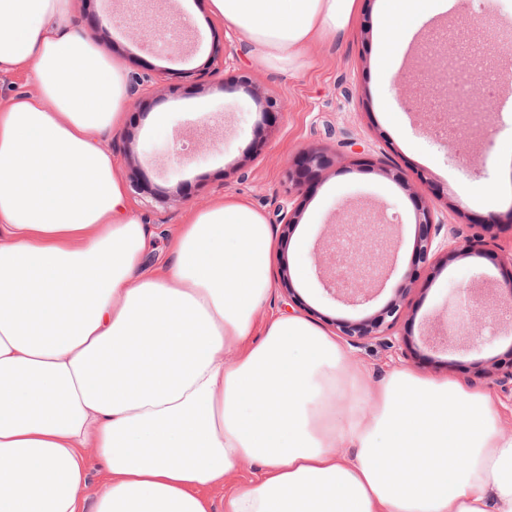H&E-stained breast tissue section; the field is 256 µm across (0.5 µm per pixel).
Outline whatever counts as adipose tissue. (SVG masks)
I'll list each match as a JSON object with an SVG mask.
<instances>
[{
    "label": "adipose tissue",
    "mask_w": 512,
    "mask_h": 512,
    "mask_svg": "<svg viewBox=\"0 0 512 512\" xmlns=\"http://www.w3.org/2000/svg\"><path fill=\"white\" fill-rule=\"evenodd\" d=\"M455 0H380L377 64ZM359 0H209L259 61L342 38ZM72 0H0V512H512L492 395L401 367L379 382L309 320L259 324L275 235L250 201L188 210L150 268L108 135L124 67ZM108 479L85 496L86 455ZM259 465H254L245 471L231 474L224 478V486L207 487L202 490V494L208 498L212 512H224V493L231 490L235 485L242 481L250 473L257 472Z\"/></svg>",
    "instance_id": "adipose-tissue-1"
}]
</instances>
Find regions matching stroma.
Masks as SVG:
<instances>
[{
  "instance_id": "stroma-1",
  "label": "stroma",
  "mask_w": 512,
  "mask_h": 512,
  "mask_svg": "<svg viewBox=\"0 0 512 512\" xmlns=\"http://www.w3.org/2000/svg\"><path fill=\"white\" fill-rule=\"evenodd\" d=\"M207 2L143 0V11L182 17L190 29L182 48L160 53L113 24V16L125 13L127 0H78L77 26L124 65L129 81L146 80L129 100L125 124L112 133L108 146L149 230L147 266L168 260V235L184 213L204 208L216 196L249 199L274 227L280 205L294 201L299 222L278 242L272 260L277 281L264 313L298 314L330 332L336 320L374 314L393 298L414 261L417 203L428 201L437 219L461 230L467 254L440 256L435 271L422 275L402 301L392 332L408 337L406 355L374 339L349 347L348 354L368 368L372 382L403 366L485 389L504 430L512 433V385L482 372L484 363L512 347V338L489 328L480 349L456 345L439 351L423 340L425 327L462 318L468 294L497 289L506 278L492 255L512 249V223L490 224L487 231L482 225L512 207V174L486 162L494 147L489 130L500 125L499 107L507 96L497 94L480 122L459 132L461 145L453 151L421 117L428 92L447 71L435 37L447 32L460 47L478 46L483 64L501 70L512 58V40L505 38L512 33V0H458L434 18L408 50L406 61L425 94L406 106L377 70L378 0H359L348 33L312 44L298 68L257 62L239 35L210 19ZM268 95L285 107L271 121L261 112V99ZM316 147L327 148V165L301 176L299 193L287 195L286 170ZM384 165L405 172L407 181L387 178L380 171ZM474 186L488 194L492 208L467 200ZM344 207L371 212L398 239L393 276L378 296L356 308L324 291L313 262ZM283 272L288 281H280Z\"/></svg>"
}]
</instances>
